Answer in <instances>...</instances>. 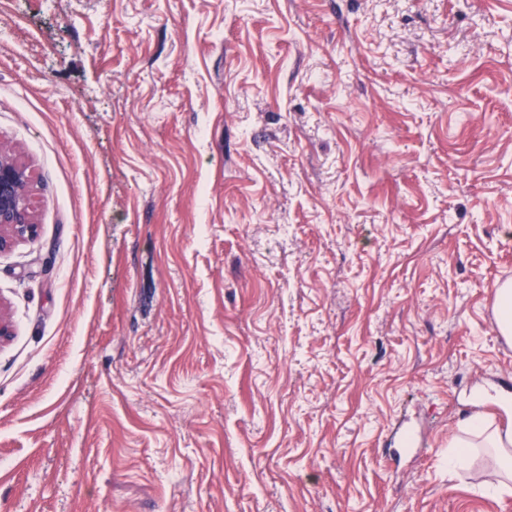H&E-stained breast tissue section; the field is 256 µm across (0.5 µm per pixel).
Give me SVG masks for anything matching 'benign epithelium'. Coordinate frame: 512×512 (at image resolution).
<instances>
[{
	"label": "benign epithelium",
	"instance_id": "benign-epithelium-1",
	"mask_svg": "<svg viewBox=\"0 0 512 512\" xmlns=\"http://www.w3.org/2000/svg\"><path fill=\"white\" fill-rule=\"evenodd\" d=\"M28 182L26 167L0 151V251L9 237L29 236L36 231Z\"/></svg>",
	"mask_w": 512,
	"mask_h": 512
}]
</instances>
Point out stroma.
<instances>
[{
	"mask_svg": "<svg viewBox=\"0 0 512 512\" xmlns=\"http://www.w3.org/2000/svg\"><path fill=\"white\" fill-rule=\"evenodd\" d=\"M0 512H512V0H0ZM29 174L24 165L0 151V251L9 237L32 235L34 204L28 192ZM467 431L473 433L476 438L482 437L483 441L478 446L472 439L455 438L452 442V448H448L451 458H448V467H453L456 464L465 465L472 453L473 448L488 447L497 448V453L503 470V480L497 484H493L490 489L496 493L510 494L512 492V435L507 433L502 435L499 430L489 431V426L486 422L479 418H471L465 424Z\"/></svg>",
	"mask_w": 512,
	"mask_h": 512,
	"instance_id": "1",
	"label": "stroma"
}]
</instances>
